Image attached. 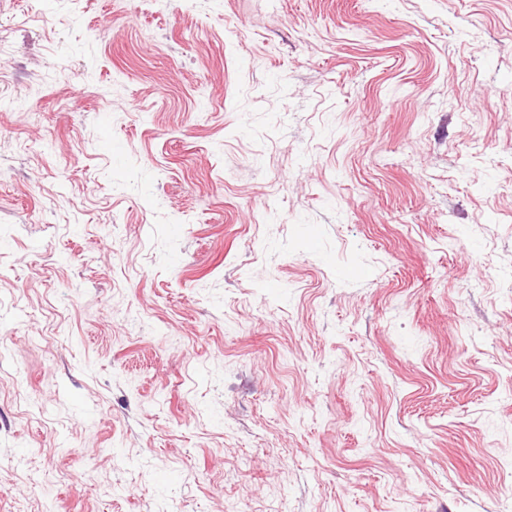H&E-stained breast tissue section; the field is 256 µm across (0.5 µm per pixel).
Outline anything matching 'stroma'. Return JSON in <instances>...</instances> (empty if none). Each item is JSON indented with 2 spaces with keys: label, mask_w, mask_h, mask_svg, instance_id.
Returning <instances> with one entry per match:
<instances>
[{
  "label": "stroma",
  "mask_w": 512,
  "mask_h": 512,
  "mask_svg": "<svg viewBox=\"0 0 512 512\" xmlns=\"http://www.w3.org/2000/svg\"><path fill=\"white\" fill-rule=\"evenodd\" d=\"M512 0H0V512H512Z\"/></svg>",
  "instance_id": "35a3bbf8"
}]
</instances>
